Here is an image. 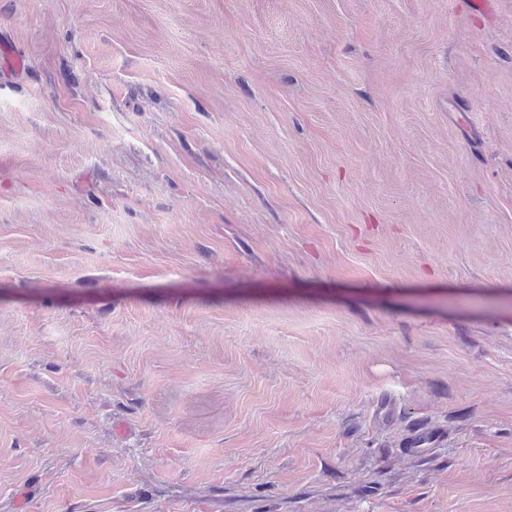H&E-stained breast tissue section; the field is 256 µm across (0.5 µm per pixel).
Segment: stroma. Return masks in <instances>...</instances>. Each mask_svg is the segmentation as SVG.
Here are the masks:
<instances>
[{"instance_id":"obj_1","label":"stroma","mask_w":512,"mask_h":512,"mask_svg":"<svg viewBox=\"0 0 512 512\" xmlns=\"http://www.w3.org/2000/svg\"><path fill=\"white\" fill-rule=\"evenodd\" d=\"M0 512H512V0H0Z\"/></svg>"}]
</instances>
